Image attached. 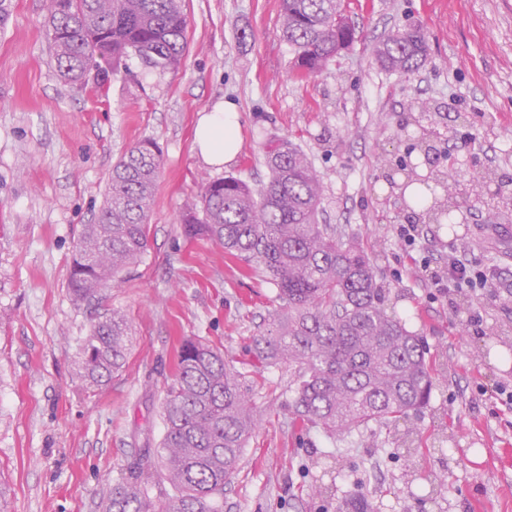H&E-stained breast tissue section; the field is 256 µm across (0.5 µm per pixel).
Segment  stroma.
<instances>
[{
    "label": "stroma",
    "mask_w": 512,
    "mask_h": 512,
    "mask_svg": "<svg viewBox=\"0 0 512 512\" xmlns=\"http://www.w3.org/2000/svg\"><path fill=\"white\" fill-rule=\"evenodd\" d=\"M0 28V487L9 512H102L116 477L154 453L181 342L201 337L243 372L262 421L224 487L223 512H512V208L459 202L467 221L419 220L388 173L405 133L444 152L461 184L512 176V0H349L358 38L324 72L298 78L282 37L281 0H185L188 54L175 71L129 59L104 90L59 76L42 0H11ZM418 28L428 56L411 74L382 70L372 42ZM239 112L241 149L207 165L200 118L220 101ZM291 140L321 179L322 216L377 270L388 313L436 360L429 403L412 415V447L371 424L340 438L294 424L287 367L258 363L253 338L275 288L256 262L186 237L182 216L202 178L266 179L269 145ZM155 142L163 167L142 261L99 302L73 301L68 272L83 225L102 207L112 167ZM476 260L492 286L439 295L420 268L449 251ZM126 314L123 368L94 387L76 373L99 316ZM477 313L480 328L466 319Z\"/></svg>",
    "instance_id": "stroma-1"
}]
</instances>
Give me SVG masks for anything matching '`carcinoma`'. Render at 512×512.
Instances as JSON below:
<instances>
[{
  "label": "carcinoma",
  "mask_w": 512,
  "mask_h": 512,
  "mask_svg": "<svg viewBox=\"0 0 512 512\" xmlns=\"http://www.w3.org/2000/svg\"><path fill=\"white\" fill-rule=\"evenodd\" d=\"M46 34L59 75L101 86L127 58L160 72L178 69L187 51L184 0H45ZM283 37L300 78L325 71L355 39L343 0H282ZM389 72L413 73L427 57L417 29L391 31L372 46ZM150 140L113 166L107 200L83 225L68 279L70 296L89 303L148 249V216L162 169ZM267 182L206 179L200 208L184 232L257 261L276 288L279 308L253 338L257 357L293 370L295 419L336 437L371 423L407 418L434 386L427 347L384 307L374 265L343 230L319 223L321 180L304 151L283 140L268 151ZM132 323L119 311L95 322L81 344L79 375L102 386L123 368ZM243 373L223 349L182 342L162 403L164 435L156 458L112 484L104 512H222L224 485L238 471L258 426Z\"/></svg>",
  "instance_id": "1"
}]
</instances>
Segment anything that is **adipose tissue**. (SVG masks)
Returning <instances> with one entry per match:
<instances>
[{
  "instance_id": "ef3b65f1",
  "label": "adipose tissue",
  "mask_w": 512,
  "mask_h": 512,
  "mask_svg": "<svg viewBox=\"0 0 512 512\" xmlns=\"http://www.w3.org/2000/svg\"><path fill=\"white\" fill-rule=\"evenodd\" d=\"M238 111L226 101L204 115L196 133L199 154L212 166H221L234 159L239 148Z\"/></svg>"
}]
</instances>
